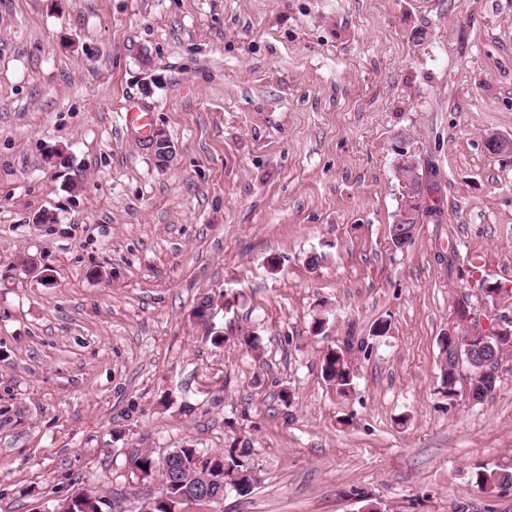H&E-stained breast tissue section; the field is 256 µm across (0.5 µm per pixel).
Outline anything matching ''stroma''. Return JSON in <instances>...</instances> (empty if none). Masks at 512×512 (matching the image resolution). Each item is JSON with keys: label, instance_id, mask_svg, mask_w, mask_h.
Masks as SVG:
<instances>
[{"label": "stroma", "instance_id": "35a3bbf8", "mask_svg": "<svg viewBox=\"0 0 512 512\" xmlns=\"http://www.w3.org/2000/svg\"><path fill=\"white\" fill-rule=\"evenodd\" d=\"M490 132L512 139V0H0V512L78 490L138 512L158 482L129 449L240 439L252 491L178 512H512L473 479L512 458V355L482 401L464 375L440 392L461 295L512 326L478 287L512 289V151ZM402 135L441 215L399 249ZM207 294L262 358L205 341ZM380 318L337 394L323 353ZM151 148L159 166L167 168L173 159L174 148L164 131L155 129L151 135Z\"/></svg>", "mask_w": 512, "mask_h": 512}]
</instances>
